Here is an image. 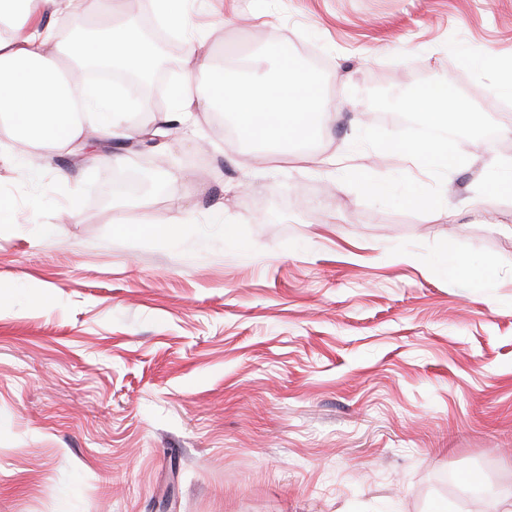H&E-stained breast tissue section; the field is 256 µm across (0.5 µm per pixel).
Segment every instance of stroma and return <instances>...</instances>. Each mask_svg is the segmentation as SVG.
<instances>
[{
    "mask_svg": "<svg viewBox=\"0 0 512 512\" xmlns=\"http://www.w3.org/2000/svg\"><path fill=\"white\" fill-rule=\"evenodd\" d=\"M209 71L318 57L307 146L226 135L222 103L138 151L0 142V512H496L512 485V0H186ZM444 79L498 123L428 214L366 203V87ZM155 172L146 203L115 178ZM189 223L152 236L176 210ZM138 230H130V219ZM232 226L233 238L224 235ZM454 241L462 267L440 261ZM493 262L495 272L477 269Z\"/></svg>",
    "mask_w": 512,
    "mask_h": 512,
    "instance_id": "35a3bbf8",
    "label": "stroma"
}]
</instances>
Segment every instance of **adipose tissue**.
Segmentation results:
<instances>
[{
	"label": "adipose tissue",
	"mask_w": 512,
	"mask_h": 512,
	"mask_svg": "<svg viewBox=\"0 0 512 512\" xmlns=\"http://www.w3.org/2000/svg\"><path fill=\"white\" fill-rule=\"evenodd\" d=\"M121 0H0V24L13 33L0 36V137L17 147L15 161L26 166L35 147L82 149L89 134L99 140L135 137L124 123V109L95 83L80 80L82 65L103 60L130 70L150 71L154 47L134 32L110 28L106 37L68 41L59 35L63 17L77 13L112 16ZM278 76L242 82L224 71L210 74L206 96L193 93L197 48L188 45L182 79L174 91L178 109L166 124L206 111L222 100L237 116L239 130L262 141L304 142L316 131V116L329 106L310 74L287 49L277 48Z\"/></svg>",
	"instance_id": "1"
}]
</instances>
